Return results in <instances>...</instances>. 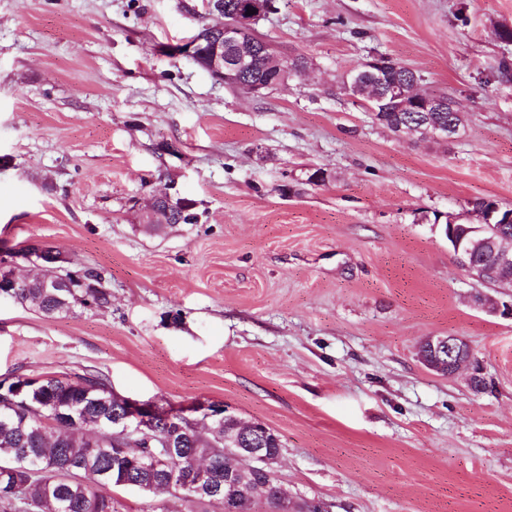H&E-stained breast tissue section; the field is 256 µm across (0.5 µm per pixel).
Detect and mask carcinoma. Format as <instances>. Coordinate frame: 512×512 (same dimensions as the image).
Here are the masks:
<instances>
[{
  "mask_svg": "<svg viewBox=\"0 0 512 512\" xmlns=\"http://www.w3.org/2000/svg\"><path fill=\"white\" fill-rule=\"evenodd\" d=\"M282 74L256 61L250 80L273 87ZM399 120L416 122L415 112H380L378 124L387 128ZM175 210L167 223L190 224L195 216L192 204L184 198L174 201ZM74 272L95 287L83 291L87 300L77 303L68 297L58 301L50 297L37 278L24 279L11 298L49 318L76 313L88 305L109 302L101 271L75 264ZM121 409L112 389L100 375L87 373L76 379L34 378L15 375L0 381V512H114L91 508L96 499L112 498V489L124 486L132 477L126 463L145 459L162 447L160 439L171 432L162 417L151 425L132 427L124 437L112 436V414ZM199 428L185 425L179 434L182 447L195 449L210 465L219 469L244 465V452L224 447V435L239 431L241 421L224 423L205 419L200 412L189 415ZM191 466L188 453L178 451L168 463L155 471L156 484L174 501L186 507L184 512H207V505L194 493L179 487ZM262 495L268 512H319L316 503H291L277 478L264 481Z\"/></svg>",
  "mask_w": 512,
  "mask_h": 512,
  "instance_id": "obj_1",
  "label": "carcinoma"
}]
</instances>
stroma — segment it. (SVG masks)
<instances>
[{"label":"stroma","instance_id":"obj_1","mask_svg":"<svg viewBox=\"0 0 512 512\" xmlns=\"http://www.w3.org/2000/svg\"><path fill=\"white\" fill-rule=\"evenodd\" d=\"M201 0H0V256L103 270L110 302L50 319L0 298V379L104 375L115 396L228 405L282 441L289 497L331 512H512V285L444 225L512 207V0H275L256 31L306 73L261 94L172 54ZM385 54L464 115L397 138L341 89ZM320 168L321 185L302 183ZM193 224L146 232L151 198ZM464 338L486 380L427 369Z\"/></svg>","mask_w":512,"mask_h":512}]
</instances>
